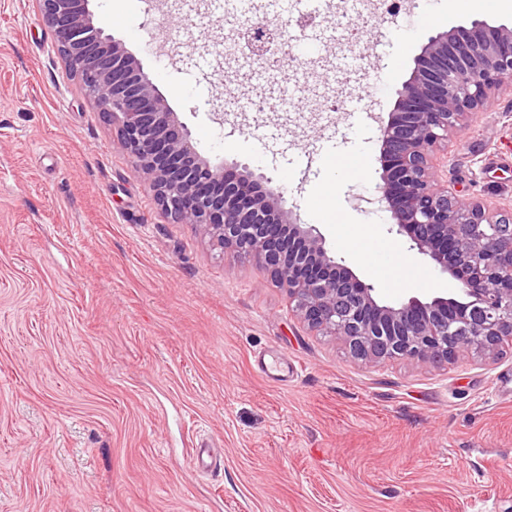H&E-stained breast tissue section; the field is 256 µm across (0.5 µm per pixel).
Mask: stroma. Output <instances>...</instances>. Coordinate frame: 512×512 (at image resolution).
<instances>
[{
    "label": "stroma",
    "instance_id": "stroma-1",
    "mask_svg": "<svg viewBox=\"0 0 512 512\" xmlns=\"http://www.w3.org/2000/svg\"><path fill=\"white\" fill-rule=\"evenodd\" d=\"M90 9L198 151L264 173L378 300L457 295L373 205L379 126L346 106L391 112L429 37L510 27L512 10L325 0L302 32L262 0L257 18L317 44L262 72L231 48L246 14L213 0ZM331 142L359 147L363 171L331 176ZM330 179L348 220L378 230L366 258L317 200ZM448 185L512 206V87L450 137ZM263 358L298 371L273 380ZM195 443L223 449L220 470L191 468ZM0 512H512V345L371 367L309 331L260 267L160 211L32 0H0Z\"/></svg>",
    "mask_w": 512,
    "mask_h": 512
}]
</instances>
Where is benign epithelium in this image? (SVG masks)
<instances>
[{"mask_svg":"<svg viewBox=\"0 0 512 512\" xmlns=\"http://www.w3.org/2000/svg\"><path fill=\"white\" fill-rule=\"evenodd\" d=\"M35 3L65 65L112 121L164 214L256 263L287 288L308 329L340 337L353 359L372 366L448 364L512 342V206L491 211L464 201L436 175L448 134L512 80V27L476 20L461 35L429 37L393 111L379 118L383 174L374 202L389 231L461 284L458 298L389 305L331 254L316 225L297 222L268 179L198 152L141 63L94 20L89 0ZM239 37L259 60L276 41L288 54L284 34L262 24Z\"/></svg>","mask_w":512,"mask_h":512,"instance_id":"obj_1","label":"benign epithelium"}]
</instances>
